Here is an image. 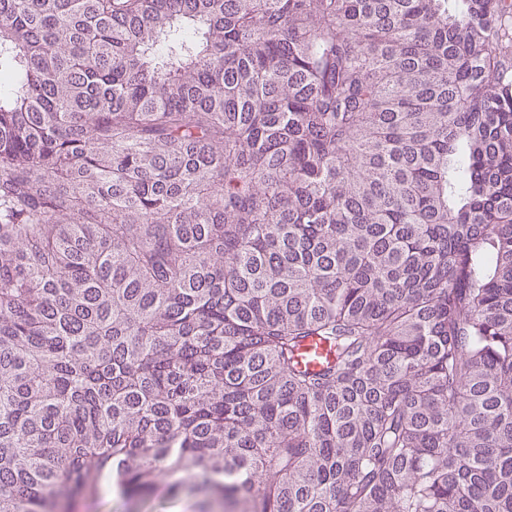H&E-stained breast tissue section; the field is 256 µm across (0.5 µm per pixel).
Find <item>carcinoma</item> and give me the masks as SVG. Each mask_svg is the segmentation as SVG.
I'll return each instance as SVG.
<instances>
[{"label": "carcinoma", "instance_id": "carcinoma-1", "mask_svg": "<svg viewBox=\"0 0 512 512\" xmlns=\"http://www.w3.org/2000/svg\"><path fill=\"white\" fill-rule=\"evenodd\" d=\"M509 20L0 0V512H512ZM330 359L329 348L316 340H308L299 350L298 362L302 368L319 370ZM207 499L181 494L168 497L161 488L151 499L130 501L112 490H101L92 495L75 498L67 512H203ZM208 509V508H207Z\"/></svg>", "mask_w": 512, "mask_h": 512}]
</instances>
